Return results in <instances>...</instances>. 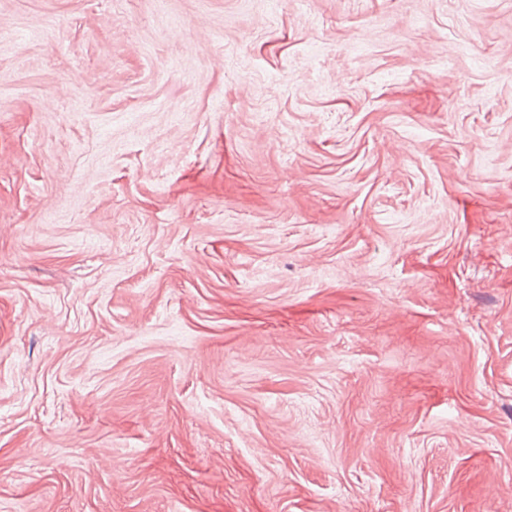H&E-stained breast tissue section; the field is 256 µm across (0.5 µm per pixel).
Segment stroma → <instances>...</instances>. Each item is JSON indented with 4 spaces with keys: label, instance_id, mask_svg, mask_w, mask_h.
<instances>
[{
    "label": "stroma",
    "instance_id": "35a3bbf8",
    "mask_svg": "<svg viewBox=\"0 0 512 512\" xmlns=\"http://www.w3.org/2000/svg\"><path fill=\"white\" fill-rule=\"evenodd\" d=\"M0 512H512V0H0Z\"/></svg>",
    "mask_w": 512,
    "mask_h": 512
}]
</instances>
